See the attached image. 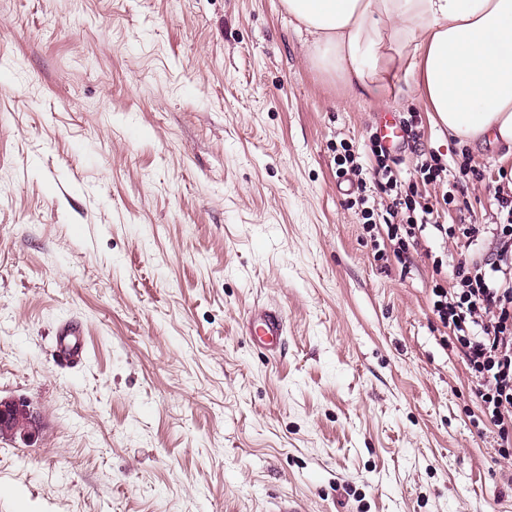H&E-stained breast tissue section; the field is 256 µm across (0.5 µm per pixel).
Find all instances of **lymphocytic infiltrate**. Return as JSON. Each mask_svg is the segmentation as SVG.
Returning <instances> with one entry per match:
<instances>
[{
  "label": "lymphocytic infiltrate",
  "instance_id": "obj_1",
  "mask_svg": "<svg viewBox=\"0 0 512 512\" xmlns=\"http://www.w3.org/2000/svg\"><path fill=\"white\" fill-rule=\"evenodd\" d=\"M373 184L359 182L358 193L368 187L391 196L393 206L406 205L404 183L392 166L389 149L374 141ZM507 223L495 225L494 257L458 260L454 267L457 286L434 287L432 311L443 327L460 344L469 372L476 381L477 398L483 415L498 429L502 447H512V198L500 199ZM363 228L371 239L386 237L394 255L407 253L411 239L434 227L445 240L468 238L477 231L473 224H442L432 208L426 207L406 223L377 224L370 211H363Z\"/></svg>",
  "mask_w": 512,
  "mask_h": 512
}]
</instances>
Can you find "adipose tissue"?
<instances>
[{"mask_svg": "<svg viewBox=\"0 0 512 512\" xmlns=\"http://www.w3.org/2000/svg\"><path fill=\"white\" fill-rule=\"evenodd\" d=\"M307 63L354 95L423 100L459 145L512 155V0H282Z\"/></svg>", "mask_w": 512, "mask_h": 512, "instance_id": "1", "label": "adipose tissue"}]
</instances>
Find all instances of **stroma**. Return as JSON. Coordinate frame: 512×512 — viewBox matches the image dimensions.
Listing matches in <instances>:
<instances>
[{"label": "stroma", "instance_id": "obj_1", "mask_svg": "<svg viewBox=\"0 0 512 512\" xmlns=\"http://www.w3.org/2000/svg\"><path fill=\"white\" fill-rule=\"evenodd\" d=\"M304 40L281 0H0V398L41 425L0 439V512H512L429 304L490 236L377 259L336 174L346 143L372 180L379 120L414 117L412 207L486 226L512 157L422 100L351 95ZM257 305L286 319L271 359L241 329ZM70 318L75 368L53 357ZM81 336L83 332L71 321L59 323L56 330V352L66 366L81 365L86 357V346Z\"/></svg>", "mask_w": 512, "mask_h": 512}]
</instances>
